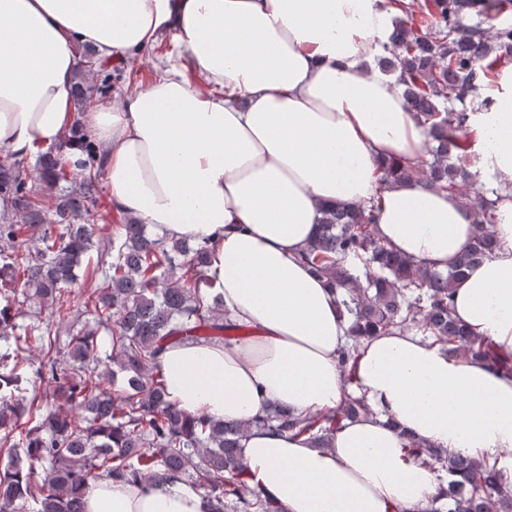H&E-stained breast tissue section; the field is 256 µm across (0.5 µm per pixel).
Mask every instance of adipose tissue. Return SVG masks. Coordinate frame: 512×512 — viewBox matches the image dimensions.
Listing matches in <instances>:
<instances>
[{
	"instance_id": "1",
	"label": "adipose tissue",
	"mask_w": 512,
	"mask_h": 512,
	"mask_svg": "<svg viewBox=\"0 0 512 512\" xmlns=\"http://www.w3.org/2000/svg\"><path fill=\"white\" fill-rule=\"evenodd\" d=\"M398 13L379 0H0V147L26 155L72 125L74 48L132 65L166 33L159 76L87 112L112 209L170 240L210 249L207 275L231 343L184 340L160 365L168 399L193 415L246 421L274 406L333 412L345 394L369 414L330 445L251 431L252 483L286 512H418L440 486L407 458L403 433L450 454L498 459L512 481V377L424 336L366 339L356 381L338 297L300 262L324 208L379 199L378 237L444 271L476 231L459 196L378 167L425 156L427 130L376 68ZM491 111L474 115L470 167L500 188L499 247L454 287L456 318L512 354V63ZM85 512H203L199 490L91 483Z\"/></svg>"
}]
</instances>
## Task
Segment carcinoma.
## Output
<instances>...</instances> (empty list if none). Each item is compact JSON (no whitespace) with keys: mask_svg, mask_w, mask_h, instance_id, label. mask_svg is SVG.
<instances>
[{"mask_svg":"<svg viewBox=\"0 0 512 512\" xmlns=\"http://www.w3.org/2000/svg\"><path fill=\"white\" fill-rule=\"evenodd\" d=\"M512 0H385L401 12L381 64L398 73L409 109L427 126L428 160L389 161L382 182L424 179L467 198L479 232L445 272L416 264L375 234L379 202L323 210L317 235L301 255L311 274L340 295L351 341L338 355L346 383L356 375L360 343L395 331L429 336L512 375V355L472 334L454 316L453 286L497 247L499 190L468 197L475 111L494 99L477 89L512 56V23L490 30L484 19ZM101 86L84 72L74 84V111H86ZM82 142L85 158L66 149ZM93 141L76 121L59 144L26 156L0 157V512H84L93 481L116 484L182 478L200 491L204 512H285L249 482L239 457L252 429L306 435L326 448L344 420L367 411L346 396L334 413L293 414L279 406L247 423L189 415L167 399L160 356L177 341H239L246 333L224 317L222 296L203 290L209 249L169 241L132 218L89 223L104 202ZM54 197L45 208L34 183ZM95 287L80 306L71 286ZM48 387L37 395L41 386ZM409 457L447 476L422 512H512V484L498 463L450 456L402 433Z\"/></svg>","mask_w":512,"mask_h":512,"instance_id":"cac0c4a2","label":"carcinoma"}]
</instances>
